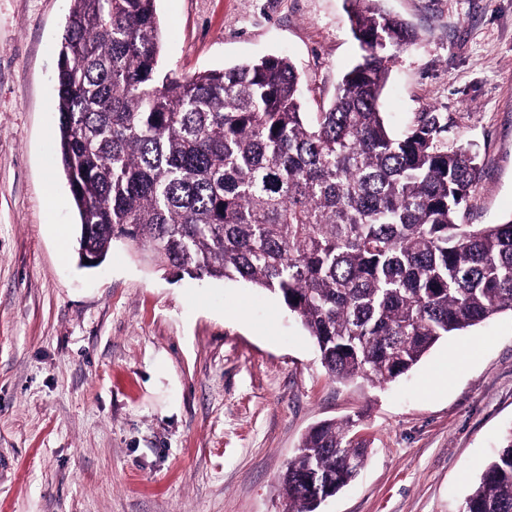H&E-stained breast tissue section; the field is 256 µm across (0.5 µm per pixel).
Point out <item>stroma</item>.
<instances>
[{"instance_id": "35a3bbf8", "label": "stroma", "mask_w": 512, "mask_h": 512, "mask_svg": "<svg viewBox=\"0 0 512 512\" xmlns=\"http://www.w3.org/2000/svg\"><path fill=\"white\" fill-rule=\"evenodd\" d=\"M417 40L384 92L394 133L448 116L482 180L466 223L512 217V0H380ZM180 74L288 57L328 108L358 46L344 0H157ZM68 0H0V512H284L280 477L321 421L366 462L319 512H463L512 434V312L400 378L342 385L271 291L197 279L114 243L80 266L53 130ZM447 368L435 378L436 366Z\"/></svg>"}]
</instances>
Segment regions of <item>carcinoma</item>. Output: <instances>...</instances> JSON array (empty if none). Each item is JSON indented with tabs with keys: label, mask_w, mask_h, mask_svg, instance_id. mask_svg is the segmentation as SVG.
Returning <instances> with one entry per match:
<instances>
[{
	"label": "carcinoma",
	"mask_w": 512,
	"mask_h": 512,
	"mask_svg": "<svg viewBox=\"0 0 512 512\" xmlns=\"http://www.w3.org/2000/svg\"><path fill=\"white\" fill-rule=\"evenodd\" d=\"M59 51L57 138L80 219L79 259L126 241L158 267L277 294L339 383L390 382L440 339L512 311V218L464 224L481 170L448 149V117L390 131L382 94L405 22L348 0L359 61L331 107L302 111L285 56L177 75L156 0H70ZM351 417L302 439L286 512H317L358 475ZM464 512H512V434Z\"/></svg>",
	"instance_id": "1"
}]
</instances>
